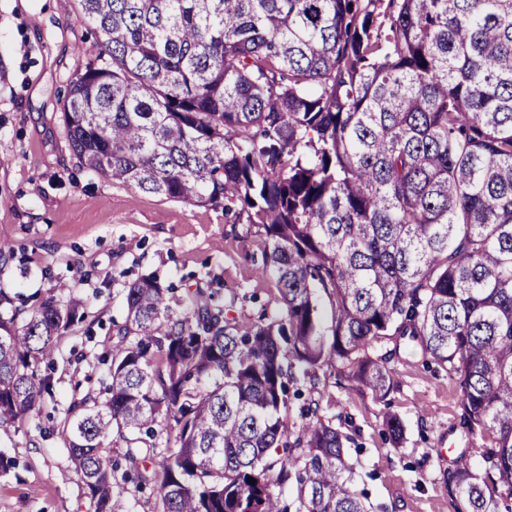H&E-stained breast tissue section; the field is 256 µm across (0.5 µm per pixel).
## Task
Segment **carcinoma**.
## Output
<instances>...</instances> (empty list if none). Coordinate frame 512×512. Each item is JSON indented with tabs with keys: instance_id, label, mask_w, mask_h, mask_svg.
<instances>
[{
	"instance_id": "carcinoma-1",
	"label": "carcinoma",
	"mask_w": 512,
	"mask_h": 512,
	"mask_svg": "<svg viewBox=\"0 0 512 512\" xmlns=\"http://www.w3.org/2000/svg\"><path fill=\"white\" fill-rule=\"evenodd\" d=\"M78 2L103 52L70 81L73 154L255 227L277 290L242 323L233 290L124 286L105 399L72 398L50 431L94 512L117 445L158 512H372L319 401L290 438L289 384L331 368L383 400L378 349L405 338L456 380L478 445L480 469L464 448L444 473L454 512H512V0ZM58 288L25 314L0 288V430L53 397L42 366L86 319ZM383 422L398 447L403 420Z\"/></svg>"
}]
</instances>
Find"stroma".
Here are the masks:
<instances>
[{
  "label": "stroma",
  "mask_w": 512,
  "mask_h": 512,
  "mask_svg": "<svg viewBox=\"0 0 512 512\" xmlns=\"http://www.w3.org/2000/svg\"><path fill=\"white\" fill-rule=\"evenodd\" d=\"M101 38L78 18L77 0H0V288L35 303L58 281L76 284L86 320L64 336L52 372L54 396L40 415L0 432V512H93L85 487L56 438L40 435L72 396L98 390L99 358L125 320L121 291L153 275L175 295L233 287L234 314L256 319L273 305L262 247L223 209L191 207L141 192L82 166L62 120L74 75L96 60ZM396 388L373 399L334 373L312 392L326 417L355 437L354 483L373 512H454L443 489L450 450L462 448L459 390L429 369L415 343L401 341L390 362ZM405 425L401 447L386 441L385 412Z\"/></svg>",
  "instance_id": "1"
}]
</instances>
